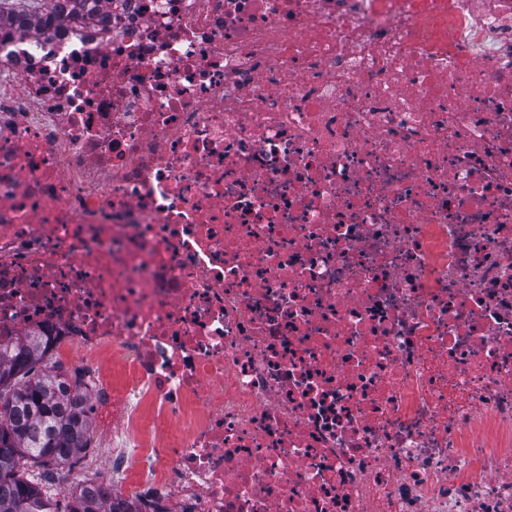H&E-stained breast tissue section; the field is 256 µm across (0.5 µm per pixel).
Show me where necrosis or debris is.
<instances>
[{"label": "necrosis or debris", "instance_id": "1", "mask_svg": "<svg viewBox=\"0 0 512 512\" xmlns=\"http://www.w3.org/2000/svg\"><path fill=\"white\" fill-rule=\"evenodd\" d=\"M0 31V347L130 512H512V0H100Z\"/></svg>", "mask_w": 512, "mask_h": 512}]
</instances>
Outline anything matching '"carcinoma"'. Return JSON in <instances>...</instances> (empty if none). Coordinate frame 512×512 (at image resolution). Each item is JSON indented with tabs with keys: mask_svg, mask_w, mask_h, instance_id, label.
I'll use <instances>...</instances> for the list:
<instances>
[{
	"mask_svg": "<svg viewBox=\"0 0 512 512\" xmlns=\"http://www.w3.org/2000/svg\"><path fill=\"white\" fill-rule=\"evenodd\" d=\"M82 385L25 342L0 351V512H61L23 468L71 466L90 447V406L73 396ZM69 497L66 512H119L96 489Z\"/></svg>",
	"mask_w": 512,
	"mask_h": 512,
	"instance_id": "carcinoma-1",
	"label": "carcinoma"
}]
</instances>
